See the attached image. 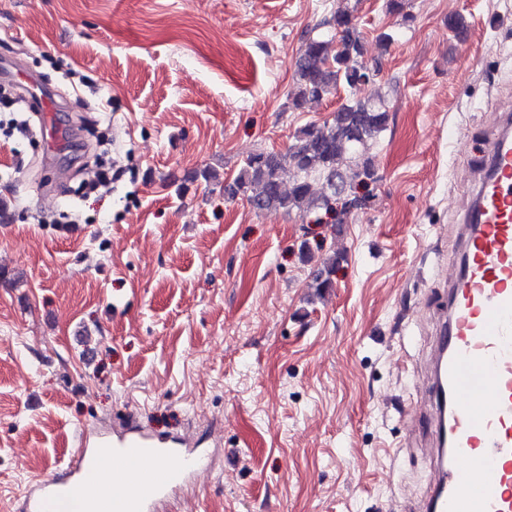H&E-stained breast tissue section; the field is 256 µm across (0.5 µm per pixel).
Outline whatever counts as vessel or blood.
I'll return each mask as SVG.
<instances>
[{
    "label": "vessel or blood",
    "instance_id": "obj_1",
    "mask_svg": "<svg viewBox=\"0 0 512 512\" xmlns=\"http://www.w3.org/2000/svg\"><path fill=\"white\" fill-rule=\"evenodd\" d=\"M23 86L44 113L47 147L57 103L34 77ZM443 309L426 359L423 408L429 413L434 477L420 512H512V120L497 116L473 197L457 231ZM99 474L89 512H155L168 491L192 476L187 440L129 427L80 449ZM80 475L40 481L22 512H50Z\"/></svg>",
    "mask_w": 512,
    "mask_h": 512
}]
</instances>
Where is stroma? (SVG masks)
<instances>
[{"label": "stroma", "instance_id": "1", "mask_svg": "<svg viewBox=\"0 0 512 512\" xmlns=\"http://www.w3.org/2000/svg\"><path fill=\"white\" fill-rule=\"evenodd\" d=\"M339 10L383 58L369 208L331 226L225 195L250 154L344 102L289 100L304 36ZM408 10L0 0V66L21 62L62 105L53 153L0 112V512L67 467L86 427L130 413L202 441L169 512H415L434 473L411 421L418 371L490 117L512 108V0ZM96 131L125 174L84 200L67 186ZM336 254L331 287L312 289Z\"/></svg>", "mask_w": 512, "mask_h": 512}]
</instances>
